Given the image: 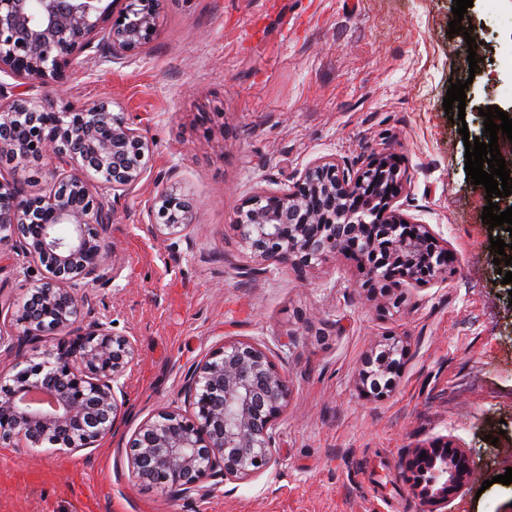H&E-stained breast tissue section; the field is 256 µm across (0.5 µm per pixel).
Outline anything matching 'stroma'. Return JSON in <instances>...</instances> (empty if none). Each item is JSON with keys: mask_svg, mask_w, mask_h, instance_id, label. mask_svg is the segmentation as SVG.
Returning a JSON list of instances; mask_svg holds the SVG:
<instances>
[{"mask_svg": "<svg viewBox=\"0 0 512 512\" xmlns=\"http://www.w3.org/2000/svg\"><path fill=\"white\" fill-rule=\"evenodd\" d=\"M455 0H162L141 53L92 52L63 89L38 87L43 110L108 102L144 129L154 151L105 236L120 273L95 286V312L138 347L118 399L124 415L99 447L66 453L0 441V512H417L401 464L440 437L467 451L473 478L450 512H512V288L502 284L481 219L483 186L465 171L459 133L488 141L481 109L512 115V12L473 0L463 16L478 46L449 31ZM468 81L465 117L443 98ZM396 155L405 213L456 254L447 283L400 284L379 311L358 262L336 255L306 274L264 264L230 221L257 190L287 189L307 166L355 170ZM197 222L166 239L146 230L167 174ZM40 273L0 258V306L24 303ZM408 348L394 385L363 391L377 345ZM270 349L288 376L274 430L277 463L179 495L133 479L124 448L148 417L183 407L195 365L227 342Z\"/></svg>", "mask_w": 512, "mask_h": 512, "instance_id": "1", "label": "stroma"}]
</instances>
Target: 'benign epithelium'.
Masks as SVG:
<instances>
[{"instance_id": "1", "label": "benign epithelium", "mask_w": 512, "mask_h": 512, "mask_svg": "<svg viewBox=\"0 0 512 512\" xmlns=\"http://www.w3.org/2000/svg\"><path fill=\"white\" fill-rule=\"evenodd\" d=\"M102 2L0 0V73L15 81L10 95L0 82V100L10 97L0 103V159L25 161L11 178H0V246L19 247L43 271L35 303L10 312L13 375L0 380V441L22 438L29 448L99 446L120 419L121 379L136 358L135 341L94 316L92 289L118 274L107 263L111 244L103 227L117 219L114 200L144 178L153 142L106 102L47 112L29 95L36 86L63 85L88 50L112 62L154 40L161 0H125L116 14ZM45 159L52 161L50 190L23 194L21 185L43 173ZM91 162L100 175L96 190L84 176ZM386 170L387 180L380 177ZM403 189L400 168L385 153L352 173L336 158H322L289 189L250 196L231 226L257 260L305 273L360 248L361 229L375 224L371 260L361 257L363 288L374 290L396 274L419 287L444 281L448 242L402 212ZM151 214L147 230L154 236H181L195 224L189 195L175 184L157 191ZM47 337L55 341L49 354L39 362L26 356ZM398 352L407 354V347L391 344L377 360L379 372L393 371L390 357ZM183 394L188 410L158 412L129 440L132 477L189 494L276 464L273 430L290 387L269 350L244 342L220 347L196 365ZM471 475L465 450L449 438L414 449L404 463L420 512L448 506Z\"/></svg>"}]
</instances>
